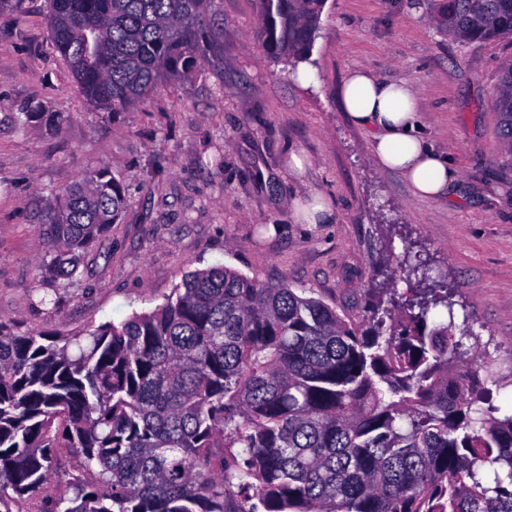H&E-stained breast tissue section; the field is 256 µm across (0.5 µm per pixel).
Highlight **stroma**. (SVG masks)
Masks as SVG:
<instances>
[{"label": "stroma", "mask_w": 512, "mask_h": 512, "mask_svg": "<svg viewBox=\"0 0 512 512\" xmlns=\"http://www.w3.org/2000/svg\"><path fill=\"white\" fill-rule=\"evenodd\" d=\"M438 6L326 0L303 86L264 52L255 0H213L223 65L116 113L88 101L54 48L48 0L0 11V320L63 334L119 322L215 265L288 282L350 318L388 279L401 290L440 282L452 306L433 317H453L482 387L511 413L512 162L491 96L512 39L458 42L438 28ZM361 67L418 89L426 133L460 173L448 199L418 198L373 161L369 132L339 103ZM32 105L62 113V131L24 127ZM98 166L123 183L126 210L85 255L80 282L51 287L31 204ZM313 192L333 223H293L294 200Z\"/></svg>", "instance_id": "35a3bbf8"}]
</instances>
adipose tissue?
<instances>
[{"mask_svg":"<svg viewBox=\"0 0 512 512\" xmlns=\"http://www.w3.org/2000/svg\"><path fill=\"white\" fill-rule=\"evenodd\" d=\"M417 99L409 84L380 79L364 68L351 70L342 88L349 118L372 135L377 164L403 175L417 197L440 201L458 173L450 155L431 144Z\"/></svg>","mask_w":512,"mask_h":512,"instance_id":"obj_1","label":"adipose tissue"}]
</instances>
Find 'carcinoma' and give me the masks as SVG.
Listing matches in <instances>:
<instances>
[{"instance_id": "obj_1", "label": "carcinoma", "mask_w": 512, "mask_h": 512, "mask_svg": "<svg viewBox=\"0 0 512 512\" xmlns=\"http://www.w3.org/2000/svg\"><path fill=\"white\" fill-rule=\"evenodd\" d=\"M325 0H257L274 59L310 56ZM212 0H49L56 49L86 97L120 112L222 61ZM461 42L512 39V0H444ZM494 108L512 157V60ZM23 124L60 130L34 106ZM125 187L100 166L37 202L43 276L71 284L112 232ZM359 318L227 267L184 277L155 309L73 335L0 320V512L44 492L62 450L65 493L37 512H512V415L454 376L460 342L429 320L448 296L385 288ZM507 469L487 482L484 464Z\"/></svg>"}]
</instances>
